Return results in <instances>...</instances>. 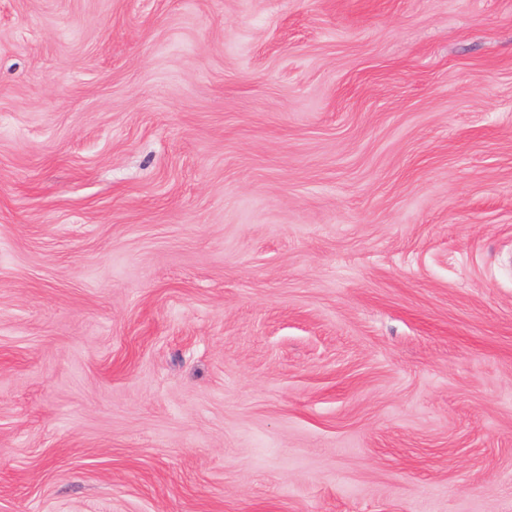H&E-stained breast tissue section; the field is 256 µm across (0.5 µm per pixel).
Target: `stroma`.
<instances>
[{"mask_svg": "<svg viewBox=\"0 0 512 512\" xmlns=\"http://www.w3.org/2000/svg\"><path fill=\"white\" fill-rule=\"evenodd\" d=\"M0 512H512V0H0Z\"/></svg>", "mask_w": 512, "mask_h": 512, "instance_id": "35a3bbf8", "label": "stroma"}]
</instances>
